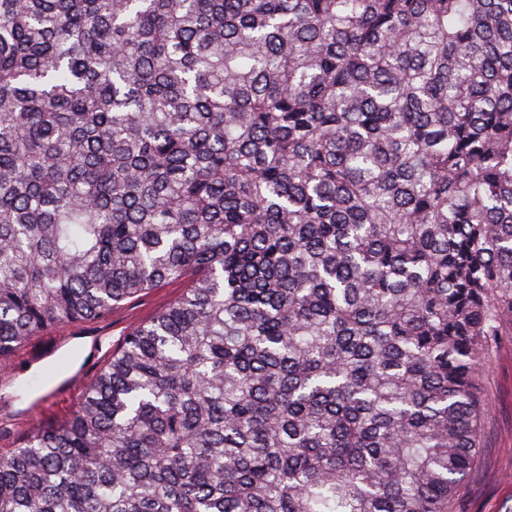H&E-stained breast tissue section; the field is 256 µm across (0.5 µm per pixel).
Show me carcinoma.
<instances>
[{
  "label": "carcinoma",
  "instance_id": "1",
  "mask_svg": "<svg viewBox=\"0 0 512 512\" xmlns=\"http://www.w3.org/2000/svg\"><path fill=\"white\" fill-rule=\"evenodd\" d=\"M183 279L0 512H449L512 321V0H0V362Z\"/></svg>",
  "mask_w": 512,
  "mask_h": 512
}]
</instances>
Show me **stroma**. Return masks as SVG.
Segmentation results:
<instances>
[{"mask_svg": "<svg viewBox=\"0 0 512 512\" xmlns=\"http://www.w3.org/2000/svg\"><path fill=\"white\" fill-rule=\"evenodd\" d=\"M188 280L171 281L161 287L122 301L111 314L92 320V328L101 332L103 342L95 349L75 345L80 355L94 354L107 360L117 349L126 331L137 324L150 321L177 300L188 288ZM54 328L30 337L25 345L28 352L44 353V360L29 366L24 356H12L0 364V454H5L22 442L29 428L6 418L11 408L27 407L43 399V423H56L68 418L71 403H59L48 398L54 382L62 379V361L68 355L59 351L49 353ZM480 395L486 403L481 423V450L473 469L463 482L451 504V512H512V335L500 337L490 354L486 371L480 382Z\"/></svg>", "mask_w": 512, "mask_h": 512, "instance_id": "stroma-1", "label": "stroma"}]
</instances>
